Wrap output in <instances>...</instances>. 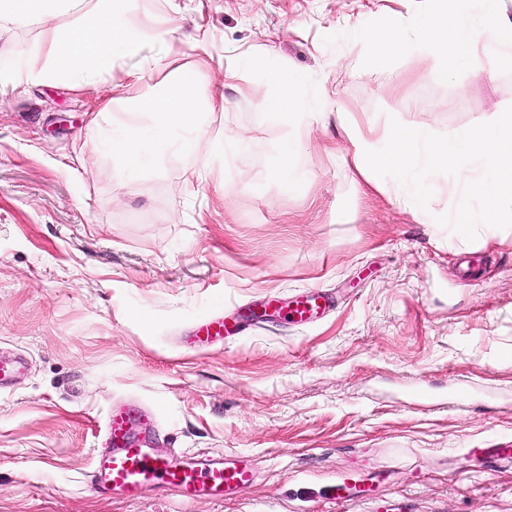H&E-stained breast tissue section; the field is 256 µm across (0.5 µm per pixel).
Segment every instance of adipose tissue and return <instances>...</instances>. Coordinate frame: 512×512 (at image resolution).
<instances>
[{
  "label": "adipose tissue",
  "instance_id": "adipose-tissue-1",
  "mask_svg": "<svg viewBox=\"0 0 512 512\" xmlns=\"http://www.w3.org/2000/svg\"><path fill=\"white\" fill-rule=\"evenodd\" d=\"M79 0H0V22L24 18L46 22L44 34L50 58L40 67L26 66L0 72V92L22 81L66 78L74 87L86 88L110 79L123 69L127 83L120 98L129 112L127 122L101 124L92 115L90 126L105 153L126 172L135 175L147 165L150 150L170 148L169 136L182 133L180 150L208 161L218 142L212 139L206 114L224 109L220 94L204 96L200 76L206 59L172 73L164 86L151 83V71L172 49L168 31L145 21L132 34L125 0H93L80 24L71 28L50 26V19L73 10ZM438 15L408 26L395 22L377 28L364 45L365 70L382 72L394 51L414 55L417 75L427 62L438 64L443 75L455 74L467 63L472 75L490 73L495 62L512 59V17L491 12L474 24L464 0H440ZM494 44L485 41L486 32ZM274 95L264 106L281 122L310 129L314 113L305 106L296 75L280 69L268 73ZM146 116L153 126L154 142L146 144L135 116ZM347 161L361 183L386 195L417 215L438 212L439 221L463 233L480 226L512 223V113L493 112L452 140L434 138L423 126H405L379 132L355 117L344 120ZM483 198L480 207L470 199Z\"/></svg>",
  "mask_w": 512,
  "mask_h": 512
}]
</instances>
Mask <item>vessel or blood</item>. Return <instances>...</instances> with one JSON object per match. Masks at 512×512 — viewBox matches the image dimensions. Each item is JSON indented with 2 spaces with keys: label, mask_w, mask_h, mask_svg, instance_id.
I'll list each match as a JSON object with an SVG mask.
<instances>
[{
  "label": "vessel or blood",
  "mask_w": 512,
  "mask_h": 512,
  "mask_svg": "<svg viewBox=\"0 0 512 512\" xmlns=\"http://www.w3.org/2000/svg\"><path fill=\"white\" fill-rule=\"evenodd\" d=\"M331 306L319 289L299 293L280 314L288 322L313 323ZM241 326L227 325L211 314L194 327L193 342L207 348L225 337L241 333ZM157 426L153 413L125 405L112 406L104 421L105 445L94 460V489L102 496L138 498L152 492L174 494L185 501L201 497L221 498L253 482V471L233 457H174L158 454L146 435Z\"/></svg>",
  "instance_id": "b4317fda"
}]
</instances>
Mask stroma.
I'll use <instances>...</instances> for the list:
<instances>
[{
    "mask_svg": "<svg viewBox=\"0 0 512 512\" xmlns=\"http://www.w3.org/2000/svg\"><path fill=\"white\" fill-rule=\"evenodd\" d=\"M131 23L165 19L174 45L154 83L190 67L207 29L206 92L227 109L214 137L248 146L208 171L170 152L137 178L89 129L112 87L62 79L0 95V356L24 371L0 391V512H336L328 485L371 491L345 512H512V466L466 457L512 445V223L450 233L359 188L325 150L337 109L379 130L422 125L448 138L512 112V63L476 78L361 68L371 32L430 18L437 0H127ZM329 98L311 134L260 105L273 89L251 52ZM43 26L0 23V59L44 64ZM232 66L244 89L224 84ZM403 84L388 89L389 73ZM86 168L64 166L77 145ZM295 174L272 179L285 151ZM319 287L336 301L308 326L275 318L199 350L195 321L240 319L267 297ZM152 408L160 454L239 456L253 484L221 500L92 488L112 404Z\"/></svg>",
    "mask_w": 512,
    "mask_h": 512,
    "instance_id": "35a3bbf8",
    "label": "stroma"
}]
</instances>
